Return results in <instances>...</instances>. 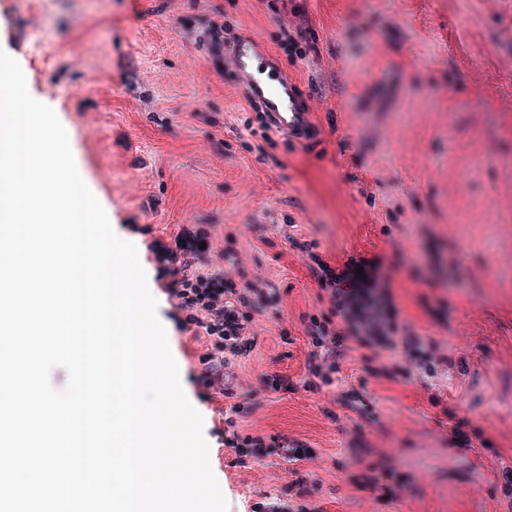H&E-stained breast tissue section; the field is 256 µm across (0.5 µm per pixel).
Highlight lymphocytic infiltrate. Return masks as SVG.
Wrapping results in <instances>:
<instances>
[{"mask_svg":"<svg viewBox=\"0 0 512 512\" xmlns=\"http://www.w3.org/2000/svg\"><path fill=\"white\" fill-rule=\"evenodd\" d=\"M371 261L361 266L345 265L334 270L322 267L319 283L330 292L335 321H311L308 333L316 347L325 351L324 365L312 367L311 373L322 384H332L338 360L350 344L371 347L378 345L392 350L402 349L410 359L421 360L423 341L412 332H400L398 311L386 279L373 275ZM255 283H235L223 271L214 270L183 276L180 288L173 294L184 312L185 325L203 328L211 343L199 359L205 367L203 380L213 385V373L221 354L234 357L248 354L252 342L246 338L254 316L246 306Z\"/></svg>","mask_w":512,"mask_h":512,"instance_id":"1","label":"lymphocytic infiltrate"}]
</instances>
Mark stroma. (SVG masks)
I'll list each match as a JSON object with an SVG mask.
<instances>
[{"mask_svg": "<svg viewBox=\"0 0 512 512\" xmlns=\"http://www.w3.org/2000/svg\"><path fill=\"white\" fill-rule=\"evenodd\" d=\"M241 45L305 138L262 129ZM0 49L135 244L229 512H512V0H0ZM374 257L425 362L361 347L312 388L320 267ZM216 268L260 289L220 391L172 295ZM249 49L244 47L237 48L233 54V58L238 68L241 71L248 70L250 78L253 82L259 83L266 78L271 79L269 75H266L264 68L261 65H255V57L249 54ZM266 75V76H265ZM274 80V84L268 85V92L273 97H281L284 92L287 91L284 83L280 78L271 79ZM225 421L228 426L227 429L224 427V447L233 451L243 465L246 463L243 457H259V450L264 447L263 437L249 434L241 436L238 431L234 429L231 433L229 428L235 427V421L230 417L225 419ZM226 432L229 433V435H227Z\"/></svg>", "mask_w": 512, "mask_h": 512, "instance_id": "obj_1", "label": "stroma"}]
</instances>
